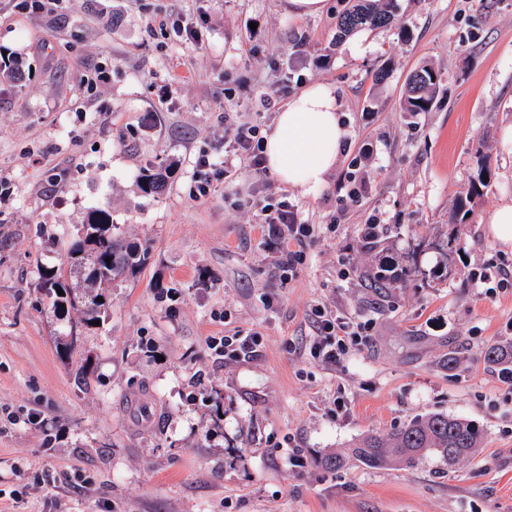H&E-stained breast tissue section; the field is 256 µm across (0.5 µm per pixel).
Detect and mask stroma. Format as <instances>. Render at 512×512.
<instances>
[{
	"label": "stroma",
	"instance_id": "35a3bbf8",
	"mask_svg": "<svg viewBox=\"0 0 512 512\" xmlns=\"http://www.w3.org/2000/svg\"><path fill=\"white\" fill-rule=\"evenodd\" d=\"M398 3L396 24L340 40L342 0L306 18L287 0H0V408L17 417L0 419V512H512V383L485 359L512 345V286L494 277L512 251L487 224L512 201V0ZM422 65L442 82L411 115L405 82ZM316 82L335 88L348 130L326 188L305 196L243 169L191 198L225 117L272 129L258 91L283 105ZM166 165L163 191L144 194L142 175ZM351 172L366 183L356 204L341 190ZM269 193L318 227L287 282L248 204ZM96 210L147 255L86 326L54 311L41 273L76 283L66 250ZM387 256L398 276L381 281ZM477 271L488 283L472 284ZM163 288L179 289L175 311ZM318 303L370 327L333 366L310 354ZM252 332L253 356L209 348ZM432 413L478 424L480 448L455 464L349 459L364 436Z\"/></svg>",
	"mask_w": 512,
	"mask_h": 512
}]
</instances>
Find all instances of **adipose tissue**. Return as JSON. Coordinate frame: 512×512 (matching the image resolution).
<instances>
[{
	"label": "adipose tissue",
	"mask_w": 512,
	"mask_h": 512,
	"mask_svg": "<svg viewBox=\"0 0 512 512\" xmlns=\"http://www.w3.org/2000/svg\"><path fill=\"white\" fill-rule=\"evenodd\" d=\"M334 88L312 84L277 114L264 143L268 171L284 186L317 195L345 148L347 131Z\"/></svg>",
	"instance_id": "ef3b65f1"
}]
</instances>
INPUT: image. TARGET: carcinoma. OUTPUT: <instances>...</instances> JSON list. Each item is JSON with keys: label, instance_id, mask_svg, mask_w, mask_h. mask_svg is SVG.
Wrapping results in <instances>:
<instances>
[{"label": "carcinoma", "instance_id": "obj_1", "mask_svg": "<svg viewBox=\"0 0 512 512\" xmlns=\"http://www.w3.org/2000/svg\"><path fill=\"white\" fill-rule=\"evenodd\" d=\"M396 21V0H349L336 15L338 36L346 37L364 30L387 27ZM439 77L430 66L416 69L406 82L404 109L412 114L427 112L432 106ZM114 224L103 210L93 212L83 225L82 237L71 244L69 263L85 275L83 285L93 288L132 275L142 265L145 253L124 246L113 236ZM42 287L54 294V309L81 305L85 321H96L105 303L100 294L85 296L72 292L57 274L44 273ZM63 294H57V291ZM482 432L470 421L443 413L429 414L397 430L389 438L368 435L353 446L352 457L371 468L404 464L412 466L423 456L434 453L450 461L470 456L479 447Z\"/></svg>", "mask_w": 512, "mask_h": 512}]
</instances>
